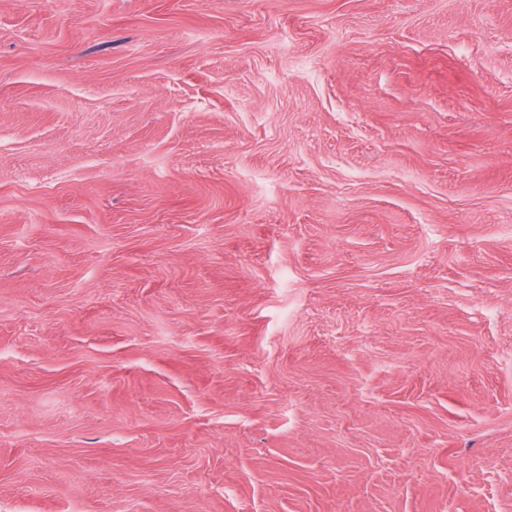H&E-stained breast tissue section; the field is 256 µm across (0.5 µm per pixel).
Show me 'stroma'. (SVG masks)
I'll list each match as a JSON object with an SVG mask.
<instances>
[{
    "mask_svg": "<svg viewBox=\"0 0 512 512\" xmlns=\"http://www.w3.org/2000/svg\"><path fill=\"white\" fill-rule=\"evenodd\" d=\"M0 512H512V0H0Z\"/></svg>",
    "mask_w": 512,
    "mask_h": 512,
    "instance_id": "35a3bbf8",
    "label": "stroma"
}]
</instances>
